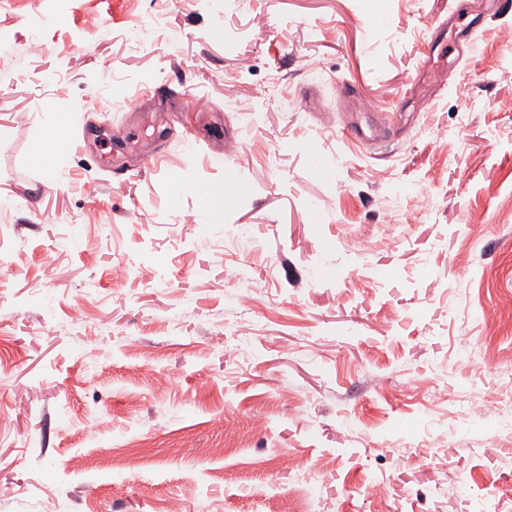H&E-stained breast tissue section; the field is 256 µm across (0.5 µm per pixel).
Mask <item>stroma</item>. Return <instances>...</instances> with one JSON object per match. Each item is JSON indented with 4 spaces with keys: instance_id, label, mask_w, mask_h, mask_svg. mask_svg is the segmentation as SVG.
Instances as JSON below:
<instances>
[{
    "instance_id": "35a3bbf8",
    "label": "stroma",
    "mask_w": 512,
    "mask_h": 512,
    "mask_svg": "<svg viewBox=\"0 0 512 512\" xmlns=\"http://www.w3.org/2000/svg\"><path fill=\"white\" fill-rule=\"evenodd\" d=\"M505 26V0H0V512L309 486L512 512V427L468 411L512 399ZM228 172L214 224L194 186Z\"/></svg>"
}]
</instances>
